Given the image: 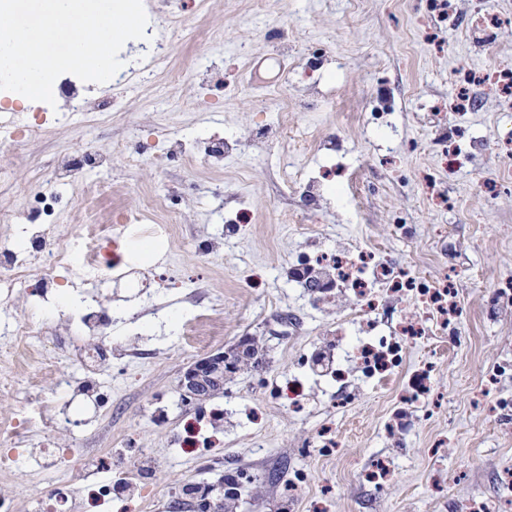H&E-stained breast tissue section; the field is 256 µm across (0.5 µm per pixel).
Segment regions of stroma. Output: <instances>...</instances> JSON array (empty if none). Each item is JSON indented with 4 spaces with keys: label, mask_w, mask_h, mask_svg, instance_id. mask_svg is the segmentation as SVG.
Masks as SVG:
<instances>
[{
    "label": "stroma",
    "mask_w": 512,
    "mask_h": 512,
    "mask_svg": "<svg viewBox=\"0 0 512 512\" xmlns=\"http://www.w3.org/2000/svg\"><path fill=\"white\" fill-rule=\"evenodd\" d=\"M152 2V24L173 31L176 71L154 89L87 85L90 100H118V120L82 126L43 102L0 100V113L44 121L42 137L21 140L9 161L18 183L56 195L58 221L73 237L151 194L172 189L190 203L162 245H139L151 274L136 286L101 284L78 268L65 279L63 295L101 296L112 323L104 336L80 338L43 326L16 387L35 398L62 374L76 386L93 382L100 404L74 406V425L48 438L28 425L21 444L9 433L16 400L0 397V457L35 451L29 468L0 465L13 512H35L54 482L84 484L97 460L98 481L114 483L129 452L148 463L137 480L151 512H193L184 487L223 476L245 482L241 512H512L503 479L512 471V301L493 294L512 283V189L485 191L512 168L502 149L512 140V100L479 83L469 88L473 106L448 108L461 73L512 69V26L484 32L472 22L476 0H452V23L437 0H209L205 13L177 20V0ZM205 23L222 31L223 48L190 40ZM276 28L288 35L287 53L270 38ZM221 60L223 82L201 85L199 74ZM452 126L468 139L449 167L441 141ZM162 129L191 143L236 139L241 152L220 170L200 158L129 161ZM91 150L109 154L111 167L68 185L52 178L57 155ZM323 167L335 168L340 191L314 204L292 183ZM241 207L252 223L228 230ZM354 248L451 284L455 338L412 296L384 293L367 313L340 292L323 308L290 277L307 251ZM365 317L381 336L407 317L425 333L379 382L343 351V397L305 363L338 331L357 342ZM246 336L263 340L264 372L240 371L222 395L184 403L182 369ZM103 343L112 350L88 379L79 350ZM424 367L430 391L409 397L408 381ZM199 426L209 428L210 447L183 452L178 437ZM45 438L48 456L38 452Z\"/></svg>",
    "instance_id": "stroma-1"
}]
</instances>
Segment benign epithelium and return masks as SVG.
I'll use <instances>...</instances> for the list:
<instances>
[{
  "label": "benign epithelium",
  "instance_id": "1",
  "mask_svg": "<svg viewBox=\"0 0 512 512\" xmlns=\"http://www.w3.org/2000/svg\"><path fill=\"white\" fill-rule=\"evenodd\" d=\"M258 346L252 340H245L235 353L228 351L208 354L196 359L181 375L179 387L183 400L198 403L224 392V384L238 371L243 360H252L258 356ZM231 488L224 482L210 485V494L200 502L199 512H221L224 498Z\"/></svg>",
  "mask_w": 512,
  "mask_h": 512
}]
</instances>
